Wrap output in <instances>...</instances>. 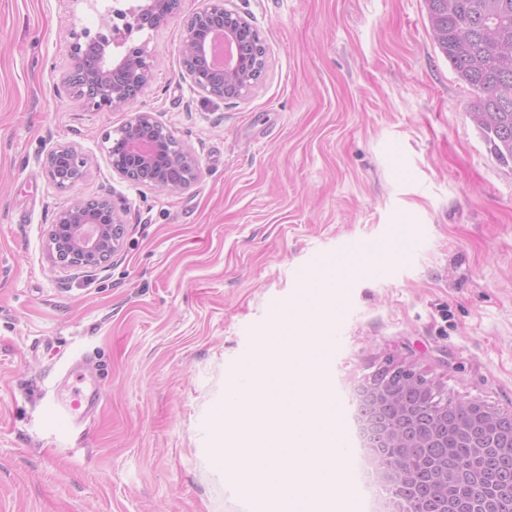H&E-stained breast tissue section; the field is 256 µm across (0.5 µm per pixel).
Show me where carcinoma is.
Segmentation results:
<instances>
[{"instance_id": "obj_1", "label": "carcinoma", "mask_w": 512, "mask_h": 512, "mask_svg": "<svg viewBox=\"0 0 512 512\" xmlns=\"http://www.w3.org/2000/svg\"><path fill=\"white\" fill-rule=\"evenodd\" d=\"M433 39L473 93L467 112L497 161L512 163V0H424ZM492 475L512 479L496 455Z\"/></svg>"}]
</instances>
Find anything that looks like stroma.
I'll return each mask as SVG.
<instances>
[{"mask_svg":"<svg viewBox=\"0 0 512 512\" xmlns=\"http://www.w3.org/2000/svg\"><path fill=\"white\" fill-rule=\"evenodd\" d=\"M113 0H0V512H244L209 463L214 410L303 272L379 246L342 296L324 378L348 413L365 377L407 361L454 401L512 412V168L466 115L424 0H226L266 46L257 84L205 100L181 61L180 0L133 33L149 81L132 108L74 100L76 33ZM149 112L198 161L165 194L113 170L106 135ZM62 146L86 160L58 188ZM107 197V266L65 268L48 234ZM95 393L72 435L58 394Z\"/></svg>","mask_w":512,"mask_h":512,"instance_id":"obj_1","label":"stroma"}]
</instances>
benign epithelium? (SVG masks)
<instances>
[{
    "instance_id": "1",
    "label": "benign epithelium",
    "mask_w": 512,
    "mask_h": 512,
    "mask_svg": "<svg viewBox=\"0 0 512 512\" xmlns=\"http://www.w3.org/2000/svg\"><path fill=\"white\" fill-rule=\"evenodd\" d=\"M175 8L163 7V0H144L132 21L119 32L111 28L109 34L88 32L73 34L71 45L74 65L67 78L73 89V97L84 100L98 109H125L130 107L146 86L149 68L143 51L129 48L114 56L111 46L124 45L132 33L143 27L157 28L166 23ZM251 24L239 14L224 8L223 0H207L193 13L184 26L182 66L192 84L207 98L224 100L231 98L229 90L247 93L256 79L251 77L250 61L242 48L237 55L223 60V69H210L208 85L198 83L194 69L208 64L207 54L217 53L218 41L229 38L240 44V30ZM121 151L133 159L129 167L113 166L120 175L152 186L164 192L185 189L191 183L198 162L184 150L173 134L151 113L137 112L121 129ZM168 154V175L155 174L156 162ZM123 236V221L109 198L79 199L62 210L49 234L53 262L70 268H97L108 263ZM393 369L402 371L413 383L420 380L412 364L400 362L382 367L370 375L361 385L367 404L366 441L372 451V461L380 485L390 493L416 484L421 475L422 463L416 449L433 448L441 444L444 452L431 463V498L439 504L433 510L422 504L419 512H461L448 489V461L455 455V446L442 442L441 424L448 421V405H461L466 409L468 425L464 429L465 445L477 457L494 447L512 454V429L503 431L498 421L511 413L489 409L479 401L448 402L443 388L432 382L422 386V394L434 408L433 419L425 428L418 430L419 405L404 398L401 391L392 388L382 375ZM468 484L476 487L486 506L492 510L503 494L489 493L490 477L472 473L465 476Z\"/></svg>"
}]
</instances>
